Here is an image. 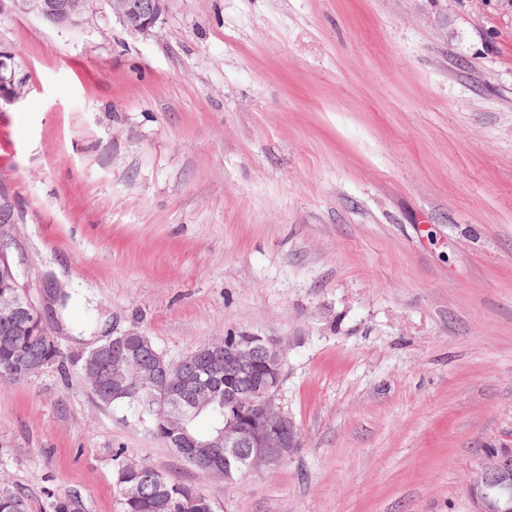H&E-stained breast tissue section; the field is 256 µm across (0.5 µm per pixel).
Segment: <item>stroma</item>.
Masks as SVG:
<instances>
[{"label": "stroma", "instance_id": "35a3bbf8", "mask_svg": "<svg viewBox=\"0 0 512 512\" xmlns=\"http://www.w3.org/2000/svg\"><path fill=\"white\" fill-rule=\"evenodd\" d=\"M1 203L61 352L0 381L28 512H123L118 448L214 512H476L512 449V0L0 11ZM127 331L171 360L278 340L298 451L228 488L101 404L83 360ZM19 12L33 14L57 27H79L86 22L88 0H9ZM163 0H112V16L130 32L148 33L163 14ZM511 452L486 454L484 461L474 470L469 482V491L477 504L478 512L502 511L499 499H492L488 489L495 486L500 496L508 499L512 493Z\"/></svg>", "mask_w": 512, "mask_h": 512}]
</instances>
